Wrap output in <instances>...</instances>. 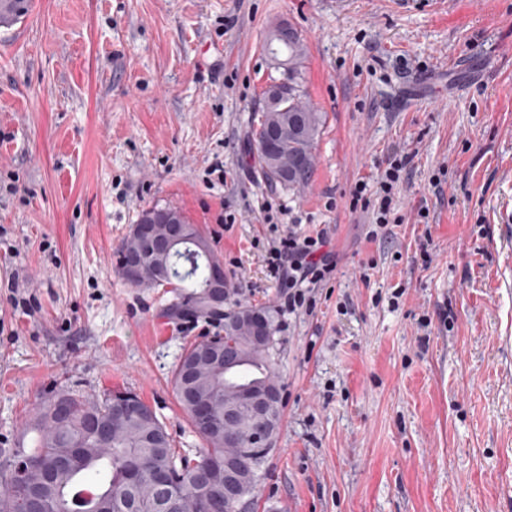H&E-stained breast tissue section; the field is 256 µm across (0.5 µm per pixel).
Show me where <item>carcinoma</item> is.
<instances>
[{
    "instance_id": "carcinoma-1",
    "label": "carcinoma",
    "mask_w": 512,
    "mask_h": 512,
    "mask_svg": "<svg viewBox=\"0 0 512 512\" xmlns=\"http://www.w3.org/2000/svg\"><path fill=\"white\" fill-rule=\"evenodd\" d=\"M31 6L32 0H0V26L23 19ZM268 50L275 60L286 55L282 79L288 81V95L276 96L279 84L270 86L254 140L266 180L293 190L312 178L322 113L302 100L305 49L298 31L290 29L287 39L269 43ZM274 135L278 150L267 155L263 145ZM183 224L192 239L204 243L206 253L191 260L184 250L193 248V243L181 244L145 285L172 289L176 301L171 309L180 314L224 321L222 331L184 349L173 373L179 405L204 447L195 454L179 452L156 413H149V424L129 415L121 399L127 389L95 396L63 391L40 405L32 426L36 433L32 447L15 448L0 461V512H27L35 497L40 501L38 512H205L199 485L209 466L224 464L227 456L238 459L243 495L253 499L271 449L245 447L250 436L263 428L249 409L248 397L264 389L281 392L277 317L268 307L226 310L222 303H206L208 269L217 256L198 225L186 220ZM253 315L266 321L269 336L264 342L253 340L247 327ZM184 389L206 402L215 419L224 420L228 409L237 412L232 438L209 433L193 403L183 399ZM58 402L67 405L64 417L56 415ZM157 466L173 474L174 486L167 492L154 482Z\"/></svg>"
}]
</instances>
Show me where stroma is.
<instances>
[{
  "label": "stroma",
  "mask_w": 512,
  "mask_h": 512,
  "mask_svg": "<svg viewBox=\"0 0 512 512\" xmlns=\"http://www.w3.org/2000/svg\"><path fill=\"white\" fill-rule=\"evenodd\" d=\"M283 24L323 115L293 190L253 137ZM395 156L403 222L375 238L352 192ZM155 206L203 229L229 305L278 316L255 512H512V0H34L0 28V454L66 386L131 390L201 448L172 373L222 324L116 265ZM290 227L338 257L310 313L262 262Z\"/></svg>",
  "instance_id": "stroma-1"
}]
</instances>
